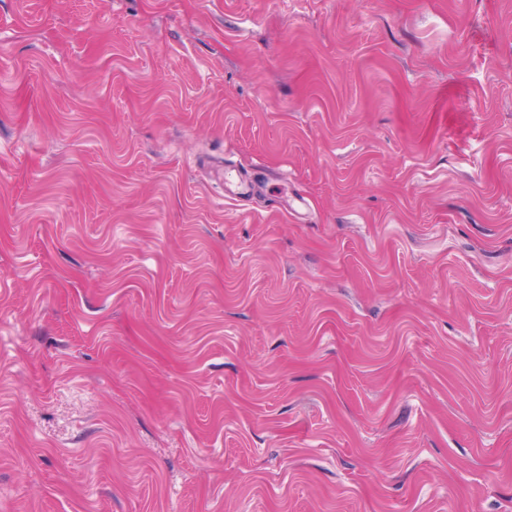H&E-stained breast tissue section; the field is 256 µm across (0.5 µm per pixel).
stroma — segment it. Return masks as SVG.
<instances>
[{"label":"stroma","instance_id":"obj_1","mask_svg":"<svg viewBox=\"0 0 512 512\" xmlns=\"http://www.w3.org/2000/svg\"><path fill=\"white\" fill-rule=\"evenodd\" d=\"M0 512H512V0H0Z\"/></svg>","mask_w":512,"mask_h":512}]
</instances>
